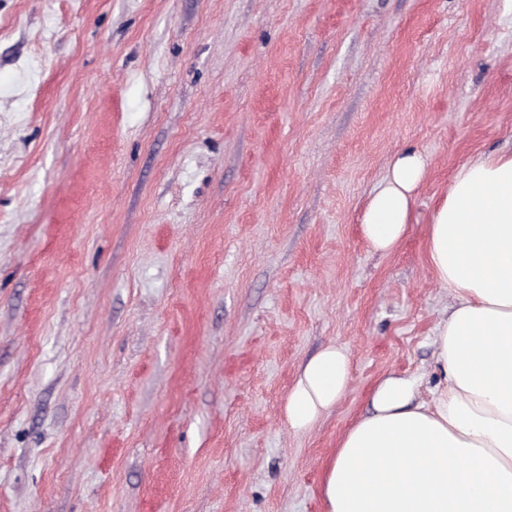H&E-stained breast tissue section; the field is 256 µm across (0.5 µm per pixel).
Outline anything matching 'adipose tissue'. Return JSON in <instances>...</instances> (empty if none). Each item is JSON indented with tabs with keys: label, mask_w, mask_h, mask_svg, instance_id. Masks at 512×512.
Returning <instances> with one entry per match:
<instances>
[{
	"label": "adipose tissue",
	"mask_w": 512,
	"mask_h": 512,
	"mask_svg": "<svg viewBox=\"0 0 512 512\" xmlns=\"http://www.w3.org/2000/svg\"><path fill=\"white\" fill-rule=\"evenodd\" d=\"M430 161L405 149L389 162L361 215L378 253L413 224ZM424 248L453 304L432 335L438 383L416 376L375 385L371 412L340 437L320 488L324 512H512V151L491 152L451 176ZM334 344L299 368L283 408L293 431L333 409L351 380Z\"/></svg>",
	"instance_id": "1"
}]
</instances>
